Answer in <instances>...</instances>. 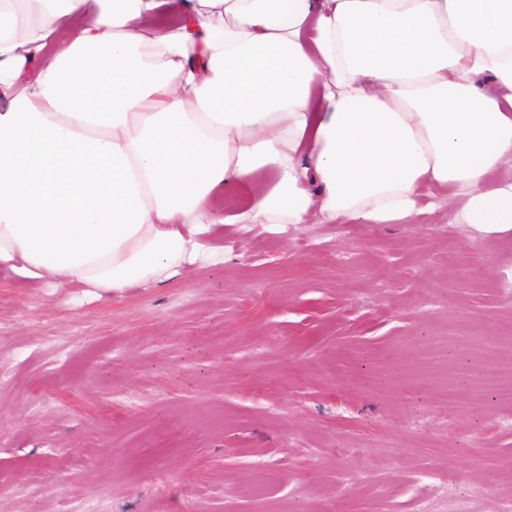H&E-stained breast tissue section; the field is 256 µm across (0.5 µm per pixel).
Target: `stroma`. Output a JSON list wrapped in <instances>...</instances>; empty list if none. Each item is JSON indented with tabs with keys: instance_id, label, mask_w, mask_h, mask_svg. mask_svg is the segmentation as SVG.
<instances>
[{
	"instance_id": "obj_1",
	"label": "stroma",
	"mask_w": 512,
	"mask_h": 512,
	"mask_svg": "<svg viewBox=\"0 0 512 512\" xmlns=\"http://www.w3.org/2000/svg\"><path fill=\"white\" fill-rule=\"evenodd\" d=\"M217 224L112 297L0 270V512H448L512 495V233ZM479 384L495 389L500 393L512 396V375H507L502 366L494 359L489 358L481 366L478 375ZM489 490L488 487H475L463 492L448 486V512H471L474 502Z\"/></svg>"
}]
</instances>
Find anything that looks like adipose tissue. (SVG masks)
Returning <instances> with one entry per match:
<instances>
[{
  "label": "adipose tissue",
  "mask_w": 512,
  "mask_h": 512,
  "mask_svg": "<svg viewBox=\"0 0 512 512\" xmlns=\"http://www.w3.org/2000/svg\"><path fill=\"white\" fill-rule=\"evenodd\" d=\"M15 86L0 269L27 281L118 295L214 259L211 225L409 224L426 186L512 231V0H0ZM271 184H272V175L270 172L266 171V172L262 173L261 175H259L258 177H256L255 179L249 181L246 184V188L234 189V190L230 191V192H234L238 195L239 201L234 205H225V207H224V198H223V200L221 202V206H222V209H224V216L228 215L233 210H235L240 204H242L243 198L246 195L255 194L260 191H263V190L269 188L271 186Z\"/></svg>",
  "instance_id": "1"
}]
</instances>
